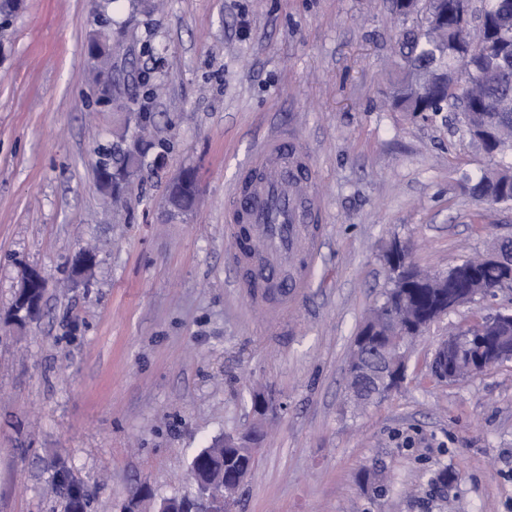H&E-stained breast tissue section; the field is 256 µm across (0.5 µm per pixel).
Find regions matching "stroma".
Wrapping results in <instances>:
<instances>
[{"instance_id":"stroma-1","label":"stroma","mask_w":512,"mask_h":512,"mask_svg":"<svg viewBox=\"0 0 512 512\" xmlns=\"http://www.w3.org/2000/svg\"><path fill=\"white\" fill-rule=\"evenodd\" d=\"M139 38L132 88L173 143L144 169L126 208H106L95 149L133 125L92 102L83 72L93 0H22L0 38V315L24 265L41 269L42 315L0 329V512H53L51 463L87 484L94 512H120L148 483L193 497L191 458L273 405L236 512H512V360L457 382L433 377L448 330L512 310V291L467 304L408 348L406 379L378 404L346 399L351 342L391 279L393 241L446 272L512 239V204L461 189L494 158L451 112L391 110L402 17L393 0H115ZM280 126L322 179L324 241L287 335L233 288L224 194L251 146ZM187 168L196 208L164 211ZM95 249L71 284L68 258Z\"/></svg>"}]
</instances>
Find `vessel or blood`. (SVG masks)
Returning a JSON list of instances; mask_svg holds the SVG:
<instances>
[{
	"label": "vessel or blood",
	"instance_id": "vessel-or-blood-1",
	"mask_svg": "<svg viewBox=\"0 0 512 512\" xmlns=\"http://www.w3.org/2000/svg\"><path fill=\"white\" fill-rule=\"evenodd\" d=\"M323 211L308 151L287 133H270L239 169L224 208L235 285L247 289L255 308L274 300L277 316L286 317L310 288Z\"/></svg>",
	"mask_w": 512,
	"mask_h": 512
}]
</instances>
